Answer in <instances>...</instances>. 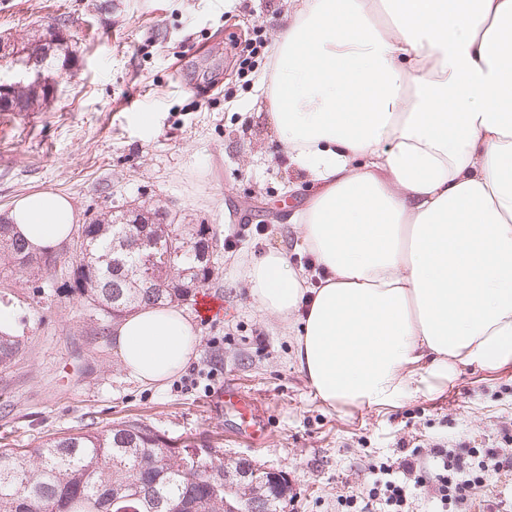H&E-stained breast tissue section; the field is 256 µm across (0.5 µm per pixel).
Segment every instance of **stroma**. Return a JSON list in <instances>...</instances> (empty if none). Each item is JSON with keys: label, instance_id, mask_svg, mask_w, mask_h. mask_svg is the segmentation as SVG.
Instances as JSON below:
<instances>
[{"label": "stroma", "instance_id": "1", "mask_svg": "<svg viewBox=\"0 0 512 512\" xmlns=\"http://www.w3.org/2000/svg\"><path fill=\"white\" fill-rule=\"evenodd\" d=\"M292 0H0V38L19 45L0 60V81L45 78L53 94L18 118L0 161V213L31 192L70 197L82 220L102 213L166 209L179 224H207L216 245L205 285L224 312L198 322L196 389L134 381L97 333L96 313L68 288L71 261L18 275L0 288L23 342L0 367V448L95 422L138 419L172 438L219 440L225 461L245 457L291 482L286 512H342L340 496L364 487L369 459L400 447L467 443L499 447L507 466L478 494L480 512L512 502V362L459 367L447 384L393 406L323 402L294 354L286 324L262 312L242 259L286 252L294 268L309 255L291 217L320 187L280 143L269 120L264 74ZM67 16V59L29 57L58 16ZM266 48L251 72L238 48ZM231 379L272 415L264 447L225 438L217 390Z\"/></svg>", "mask_w": 512, "mask_h": 512}]
</instances>
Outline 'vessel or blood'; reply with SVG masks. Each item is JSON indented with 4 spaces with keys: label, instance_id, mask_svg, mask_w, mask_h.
<instances>
[{
    "label": "vessel or blood",
    "instance_id": "obj_1",
    "mask_svg": "<svg viewBox=\"0 0 512 512\" xmlns=\"http://www.w3.org/2000/svg\"><path fill=\"white\" fill-rule=\"evenodd\" d=\"M232 419L224 430L226 437L240 439L253 447L262 446L271 433L270 414L253 395L233 381H225L218 398Z\"/></svg>",
    "mask_w": 512,
    "mask_h": 512
}]
</instances>
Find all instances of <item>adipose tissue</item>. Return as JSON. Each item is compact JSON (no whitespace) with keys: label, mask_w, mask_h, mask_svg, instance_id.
Wrapping results in <instances>:
<instances>
[{"label":"adipose tissue","mask_w":512,"mask_h":512,"mask_svg":"<svg viewBox=\"0 0 512 512\" xmlns=\"http://www.w3.org/2000/svg\"><path fill=\"white\" fill-rule=\"evenodd\" d=\"M272 46L270 121L320 191L295 218L323 275L251 262L260 309L301 313L296 357L324 402L391 406L458 367L512 361V0H300ZM79 220L51 190L17 199L34 252ZM200 337L171 306L120 320L113 353L164 385Z\"/></svg>","instance_id":"ef3b65f1"}]
</instances>
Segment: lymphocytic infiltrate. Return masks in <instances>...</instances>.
<instances>
[{"label":"lymphocytic infiltrate","instance_id":"obj_1","mask_svg":"<svg viewBox=\"0 0 512 512\" xmlns=\"http://www.w3.org/2000/svg\"><path fill=\"white\" fill-rule=\"evenodd\" d=\"M501 462L490 448H450L435 444L429 451L413 447L399 461L369 460L364 499L351 496L342 506L360 512H409L413 490L428 488L437 512H472L476 495Z\"/></svg>","mask_w":512,"mask_h":512}]
</instances>
